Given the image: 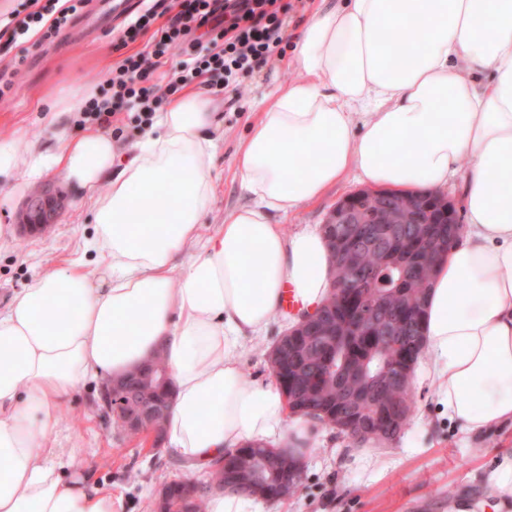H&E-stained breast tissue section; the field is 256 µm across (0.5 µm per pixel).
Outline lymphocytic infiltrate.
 <instances>
[{
  "instance_id": "1",
  "label": "lymphocytic infiltrate",
  "mask_w": 512,
  "mask_h": 512,
  "mask_svg": "<svg viewBox=\"0 0 512 512\" xmlns=\"http://www.w3.org/2000/svg\"><path fill=\"white\" fill-rule=\"evenodd\" d=\"M85 0H32L25 18L0 28V38L16 41L35 31L54 37ZM279 0H154L127 30L144 31L159 17L166 23L143 51L126 56L106 81L101 97L87 101L84 121L109 128L120 111L134 112L139 124L186 85L196 82L213 95L238 85L241 77L266 65L283 42L285 23ZM178 63L159 84L155 73L168 57Z\"/></svg>"
}]
</instances>
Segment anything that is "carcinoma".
Listing matches in <instances>:
<instances>
[{
	"instance_id": "1",
	"label": "carcinoma",
	"mask_w": 512,
	"mask_h": 512,
	"mask_svg": "<svg viewBox=\"0 0 512 512\" xmlns=\"http://www.w3.org/2000/svg\"><path fill=\"white\" fill-rule=\"evenodd\" d=\"M428 219L448 239H456L460 224L435 209ZM384 252L367 248L358 255L361 269L373 273L366 291L377 302L374 322L351 329L354 301L330 295L319 311L326 316L333 335L320 336L307 330L298 336L285 331L264 350L272 376L287 398L292 414L306 416L321 426L336 429L342 418L352 419L362 429L354 441L361 445L379 442V433L390 430L387 440L396 439L410 424L416 409L413 375L398 372L394 365L415 366L424 336L413 326L396 330L395 318L411 316L416 301L426 302L435 264L424 257L422 241L399 234L387 242ZM156 370L155 383L144 384L138 367L129 373L137 394L146 393L156 402L170 394L165 381L168 371L161 353H156L147 370ZM270 452L263 445L247 444L229 451L214 463L211 484L219 485L227 472L254 475Z\"/></svg>"
}]
</instances>
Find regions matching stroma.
Returning <instances> with one entry per match:
<instances>
[{"instance_id":"1","label":"stroma","mask_w":512,"mask_h":512,"mask_svg":"<svg viewBox=\"0 0 512 512\" xmlns=\"http://www.w3.org/2000/svg\"><path fill=\"white\" fill-rule=\"evenodd\" d=\"M122 30V25L102 19L86 38L63 30L43 43L34 37L0 43V66L18 57L25 60L9 100L0 102V140L14 141L22 152L34 144L55 149V130L47 124L44 106L80 86H99L126 55L143 50L147 42L143 36L120 45ZM290 58V50H283L246 79L242 94L229 92L217 99L222 123L214 158L218 177L202 235L214 231L226 210L248 202L234 168L236 146L277 87L295 78L287 65ZM43 187L62 197L64 205L48 231L26 232L20 226V212L29 191ZM359 189L358 182L345 179L329 187L320 200L286 216L274 215L273 220L286 235L303 226L322 225L338 201ZM1 224L12 225L13 234L0 243V308L35 276L65 262L83 257L95 269L108 263L103 256H84V242L93 229V203L56 169L42 170L28 191H1ZM287 327L285 318L276 317L263 339L247 342L243 369L248 376L270 381L263 350ZM414 388L415 416L399 438L374 445L379 456L376 466L362 465L357 446L335 431L321 429L300 492L280 504L264 505L263 512H448L449 498H479L482 473L495 458L512 453V426L489 439L471 437L438 411L427 380L415 378ZM101 392L98 383H89L58 413L53 438L57 447L72 455L69 473L93 469L103 488L121 497V512H152L155 492L165 481L178 477L206 481V471L118 437L100 409Z\"/></svg>"}]
</instances>
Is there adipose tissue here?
I'll use <instances>...</instances> for the list:
<instances>
[{
    "label": "adipose tissue",
    "instance_id": "1",
    "mask_svg": "<svg viewBox=\"0 0 512 512\" xmlns=\"http://www.w3.org/2000/svg\"><path fill=\"white\" fill-rule=\"evenodd\" d=\"M290 64L297 78L278 87L237 149L249 202L205 239L219 124L199 91L176 95L120 166L100 131L26 161L0 141V185L49 161L94 194L84 249L108 260L101 276L81 260L40 274L0 308V512H120L92 470L65 479L50 436L86 382L157 352L175 389L170 455L207 468L276 438L308 458L310 419L289 416L277 383L246 377L241 348L286 297L312 311L330 295L322 231L286 236L271 215L350 175L430 191L463 173L466 223L432 278L422 369L471 436L512 424V0H330L303 20ZM52 308L53 321L44 317ZM478 506L512 512V454L484 476Z\"/></svg>",
    "mask_w": 512,
    "mask_h": 512
}]
</instances>
